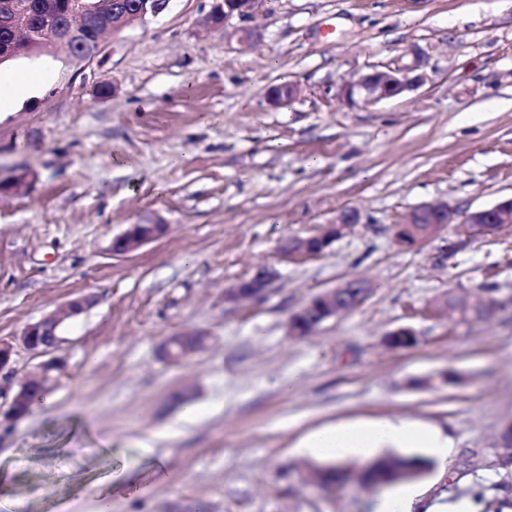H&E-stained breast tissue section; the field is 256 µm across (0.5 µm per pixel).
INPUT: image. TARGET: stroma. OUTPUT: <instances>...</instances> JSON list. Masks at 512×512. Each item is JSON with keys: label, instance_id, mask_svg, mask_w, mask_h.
I'll return each mask as SVG.
<instances>
[{"label": "stroma", "instance_id": "obj_1", "mask_svg": "<svg viewBox=\"0 0 512 512\" xmlns=\"http://www.w3.org/2000/svg\"><path fill=\"white\" fill-rule=\"evenodd\" d=\"M212 0H170L107 37L87 70L63 49L40 98L0 115V338L71 298L64 376L49 406L0 429V496L14 512H97L106 463L71 444L91 420L128 462L167 458L162 485L113 496L112 512H371L390 485L321 486L298 440L327 424L397 418L442 429L448 463L412 489L429 504L472 500L512 477L499 449L512 422V228L450 225L415 245L395 227L424 203L459 215L512 197V0H267L258 38L207 27ZM423 59L417 90L367 108L338 98L343 77ZM99 84L114 88L107 98ZM290 84L298 94L269 98ZM346 210L359 222L323 253H282ZM166 233L126 254L129 224ZM264 266L258 299L226 289ZM359 277L371 291L304 337L289 320L315 295ZM455 294L486 310L448 311ZM411 329L395 348L390 332ZM203 349L174 365L167 337ZM208 407L181 422L182 399Z\"/></svg>", "mask_w": 512, "mask_h": 512}]
</instances>
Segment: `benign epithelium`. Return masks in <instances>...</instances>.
<instances>
[{
    "instance_id": "obj_1",
    "label": "benign epithelium",
    "mask_w": 512,
    "mask_h": 512,
    "mask_svg": "<svg viewBox=\"0 0 512 512\" xmlns=\"http://www.w3.org/2000/svg\"><path fill=\"white\" fill-rule=\"evenodd\" d=\"M170 0H140L132 11V17L138 22H145L164 12ZM251 0H213L210 13L206 16L207 26L215 29L227 28L231 20H245L252 16ZM105 0H72L66 22L53 26L56 42L69 47L72 58L85 67L99 61L100 51L104 49V41L96 43V48L84 46V29L74 19L86 16L92 11L103 13ZM26 15V6L20 0H0V27L12 28L16 20ZM423 61L414 56L409 64L372 66L369 71L358 76H350L339 85V96L342 103L349 108H364L388 101L405 92L419 88L425 81L421 71ZM33 176L29 172L14 174L5 180L0 179V194H20L27 190ZM456 221V211L446 202L426 203L416 206L407 216L397 231H411L416 224L426 225L422 232L430 237L440 229ZM358 222V214L347 210L336 217V222L328 224L323 231L306 238L294 237L282 245L288 255L312 256L322 253L334 240L336 233ZM467 224L480 227L493 224L500 228L512 224V197L496 204L478 209L468 214ZM167 229L165 224L145 223L129 224L112 239V252L129 254L144 244L159 238ZM276 278V272L267 267L259 269L250 279L240 282L235 288L224 293V301L234 302L248 298L262 297L269 285ZM343 287L359 291V300L350 299L336 301V290L331 289L319 294V299L309 302L292 316L289 322L290 333L301 334L298 327L305 321L309 327L316 328L329 318L344 309H354L367 298L370 287L361 278H355L343 284ZM93 303V297L82 295L68 300L63 305L42 316L38 321L25 327L22 333L11 339L0 338V372L12 373L13 356L16 349L22 348L33 357L40 359L34 369L23 376V380L12 382L5 379L0 386L1 394H11L10 401L0 404V423L13 425L24 417L34 398L36 391L45 385V381H55L64 374L65 365L54 353L61 344L60 328L68 320L83 314Z\"/></svg>"
}]
</instances>
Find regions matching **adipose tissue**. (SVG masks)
Returning <instances> with one entry per match:
<instances>
[{"mask_svg":"<svg viewBox=\"0 0 512 512\" xmlns=\"http://www.w3.org/2000/svg\"><path fill=\"white\" fill-rule=\"evenodd\" d=\"M451 437L443 431L404 420L378 419L367 422L327 425L313 430L299 443L301 451L314 458L342 459L349 455H369L381 448L427 449L437 461H445L451 446ZM99 451L104 459L114 461L110 474L113 483H131L141 475L161 477L167 467L163 457H147L142 469H135L120 461L111 441H102Z\"/></svg>","mask_w":512,"mask_h":512,"instance_id":"obj_1","label":"adipose tissue"}]
</instances>
